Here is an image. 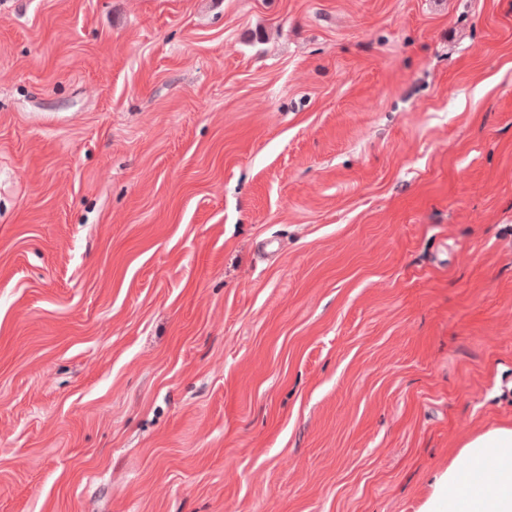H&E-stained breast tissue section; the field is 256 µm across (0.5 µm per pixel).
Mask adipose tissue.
<instances>
[{
    "label": "adipose tissue",
    "mask_w": 512,
    "mask_h": 512,
    "mask_svg": "<svg viewBox=\"0 0 512 512\" xmlns=\"http://www.w3.org/2000/svg\"><path fill=\"white\" fill-rule=\"evenodd\" d=\"M490 464L496 467L492 482L473 480ZM419 512H512V426L488 429L466 443Z\"/></svg>",
    "instance_id": "ef3b65f1"
}]
</instances>
